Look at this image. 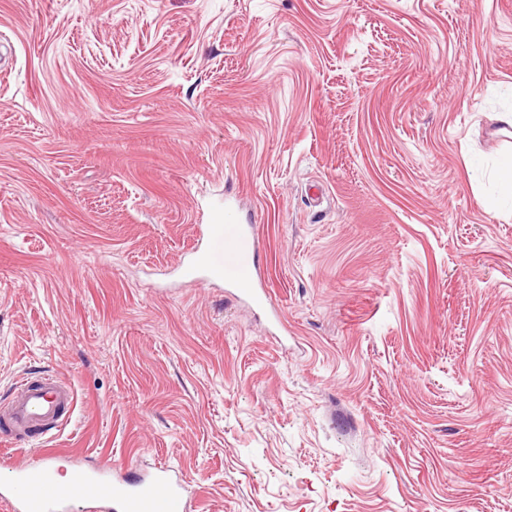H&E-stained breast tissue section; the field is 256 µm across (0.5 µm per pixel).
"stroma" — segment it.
Wrapping results in <instances>:
<instances>
[{
	"label": "stroma",
	"mask_w": 512,
	"mask_h": 512,
	"mask_svg": "<svg viewBox=\"0 0 512 512\" xmlns=\"http://www.w3.org/2000/svg\"><path fill=\"white\" fill-rule=\"evenodd\" d=\"M511 109L512 0H0V401L194 512H512ZM218 192L267 307L177 270ZM76 402L71 384L47 374L27 373L0 404V443L31 446L52 438L70 422Z\"/></svg>",
	"instance_id": "stroma-1"
}]
</instances>
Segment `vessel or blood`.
<instances>
[{"mask_svg": "<svg viewBox=\"0 0 512 512\" xmlns=\"http://www.w3.org/2000/svg\"><path fill=\"white\" fill-rule=\"evenodd\" d=\"M206 239L189 273L204 272L209 279L223 281L237 298L265 306L268 297L257 281L258 244L252 226L235 223L228 207L214 214ZM76 402L71 384L47 374L25 375L10 398L0 403V443L30 446L52 438L69 423ZM54 459L52 449H42L41 468L22 470L19 484L0 486V504L7 512H68L76 499L111 503L113 512H187L185 489L172 468L160 466L131 480L79 470L72 489L61 495L47 486Z\"/></svg>", "mask_w": 512, "mask_h": 512, "instance_id": "vessel-or-blood-1", "label": "vessel or blood"}]
</instances>
